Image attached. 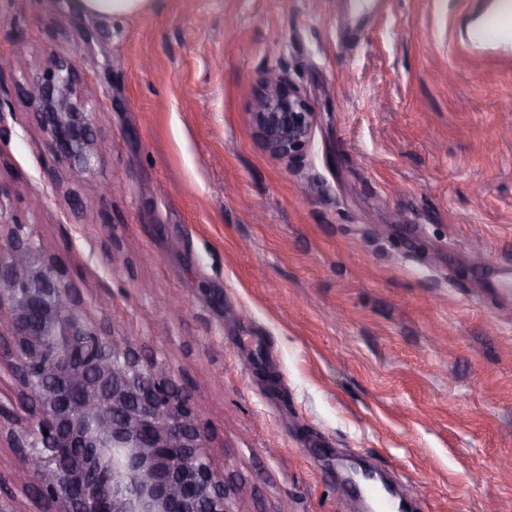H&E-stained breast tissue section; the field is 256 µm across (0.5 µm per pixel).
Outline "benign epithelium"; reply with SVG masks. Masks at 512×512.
<instances>
[{
  "label": "benign epithelium",
  "mask_w": 512,
  "mask_h": 512,
  "mask_svg": "<svg viewBox=\"0 0 512 512\" xmlns=\"http://www.w3.org/2000/svg\"><path fill=\"white\" fill-rule=\"evenodd\" d=\"M76 60L58 58L29 96L59 163L93 174L97 112L77 88ZM253 120L269 151L290 161L307 152L316 113L277 69L261 80ZM0 182V448L38 478L30 501L0 500V512H248L208 454L198 409L166 359L111 334L87 298L47 253L30 224L3 204Z\"/></svg>",
  "instance_id": "1"
}]
</instances>
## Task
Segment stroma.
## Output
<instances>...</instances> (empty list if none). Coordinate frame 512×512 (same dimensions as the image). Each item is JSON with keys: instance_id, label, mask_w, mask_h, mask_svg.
Listing matches in <instances>:
<instances>
[{"instance_id": "stroma-1", "label": "stroma", "mask_w": 512, "mask_h": 512, "mask_svg": "<svg viewBox=\"0 0 512 512\" xmlns=\"http://www.w3.org/2000/svg\"><path fill=\"white\" fill-rule=\"evenodd\" d=\"M502 0H153L88 19L0 0V182L113 335L165 354L250 512L512 502V38ZM76 58L93 177L25 90ZM317 114L297 161L252 113L267 68ZM111 182L100 196L96 182ZM41 210H26L29 197Z\"/></svg>"}]
</instances>
